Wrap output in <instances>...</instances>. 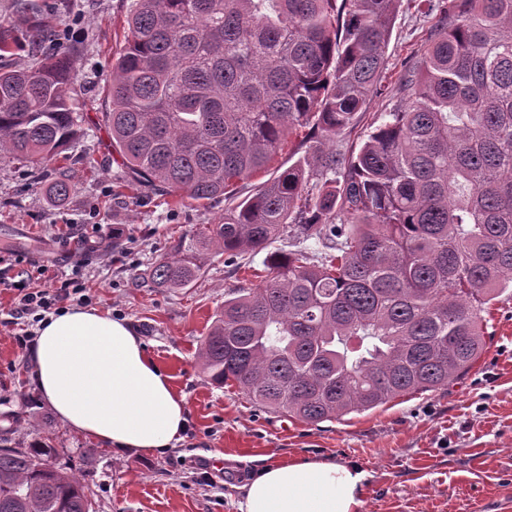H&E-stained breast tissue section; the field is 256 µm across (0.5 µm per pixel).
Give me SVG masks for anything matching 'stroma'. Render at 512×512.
<instances>
[{
	"label": "stroma",
	"mask_w": 512,
	"mask_h": 512,
	"mask_svg": "<svg viewBox=\"0 0 512 512\" xmlns=\"http://www.w3.org/2000/svg\"><path fill=\"white\" fill-rule=\"evenodd\" d=\"M130 0H71L50 21L77 53L71 95L85 136L59 156L29 168L0 158V438L26 445L49 438L60 466L82 475L96 512H238L240 488L268 459L354 462L370 478L361 512H512V290L485 317L487 349L449 386L408 395L374 411L307 425L257 407L236 388L219 387L197 354L225 299L256 287L262 255L236 261L209 254L198 279L172 291L135 281L174 240L198 224L224 220V200L199 203L132 181L102 120L112 60L125 44ZM435 21L400 7L386 51V95L367 112L397 102L395 91ZM74 186L68 202L48 203L43 187L58 171ZM75 225L123 229L98 249L60 246L58 231ZM47 266L59 279L81 280L91 307L131 324L183 396L184 438L163 454L105 448L63 424L32 380L30 350L20 348L12 310L14 276Z\"/></svg>",
	"instance_id": "obj_1"
}]
</instances>
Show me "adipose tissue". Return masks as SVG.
I'll return each instance as SVG.
<instances>
[{
	"mask_svg": "<svg viewBox=\"0 0 512 512\" xmlns=\"http://www.w3.org/2000/svg\"><path fill=\"white\" fill-rule=\"evenodd\" d=\"M33 381L59 419L102 447L161 454L186 428L184 401L124 320L71 308L40 321ZM368 474L353 463L274 460L243 485L239 512H360Z\"/></svg>",
	"mask_w": 512,
	"mask_h": 512,
	"instance_id": "adipose-tissue-1",
	"label": "adipose tissue"
}]
</instances>
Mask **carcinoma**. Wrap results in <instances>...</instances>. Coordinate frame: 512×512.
Instances as JSON below:
<instances>
[{
  "label": "carcinoma",
  "instance_id": "obj_1",
  "mask_svg": "<svg viewBox=\"0 0 512 512\" xmlns=\"http://www.w3.org/2000/svg\"><path fill=\"white\" fill-rule=\"evenodd\" d=\"M0 26V155L37 165L83 132L70 51L38 0ZM402 0H131L103 113L138 182L197 202L234 199L281 141L301 156L200 224L147 283L188 287L205 256L266 252L265 275L224 300L198 357L210 381L317 425L461 379L482 312L512 288V0H409L436 19L403 96L348 152L385 90ZM21 48L36 67L3 64ZM73 191L58 174L47 193ZM294 226L319 255L270 246ZM42 440L0 444V512H93L82 476Z\"/></svg>",
  "mask_w": 512,
  "mask_h": 512
}]
</instances>
